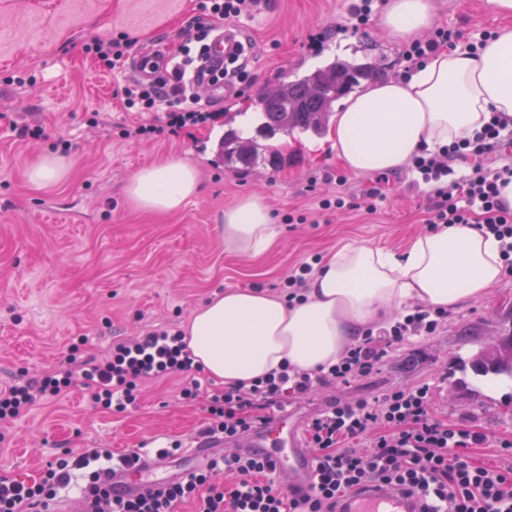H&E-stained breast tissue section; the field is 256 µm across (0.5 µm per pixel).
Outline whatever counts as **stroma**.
<instances>
[{"mask_svg": "<svg viewBox=\"0 0 512 512\" xmlns=\"http://www.w3.org/2000/svg\"><path fill=\"white\" fill-rule=\"evenodd\" d=\"M198 0H0V115L28 114L44 128L23 138L0 118V390L51 374L71 354L101 359L120 341L154 327L182 329L216 293L231 288L275 292L289 271L312 256L328 257L349 244L403 251L427 233L425 189L411 188L410 169L388 174L375 214L322 210L320 200L341 191L356 195L376 184L372 172L351 173L321 137L279 139L288 164L278 170L232 172L215 148L224 115L249 111L253 98L284 78H296L334 59L383 60L389 79L403 70L401 44L379 20L366 32L344 27L349 0H261L240 24L250 39L255 81L238 91L205 125L180 138L122 139L130 122L161 126L160 112H128L114 95L130 74L108 70L83 46L125 33L138 48H176ZM434 22L479 41L499 20L488 0H432ZM28 85H12L13 77ZM100 113L102 121L90 126ZM70 142V168L58 184L40 188L27 170L39 156ZM168 160L195 167L199 191L174 214L135 208L125 187L139 169ZM344 176L327 184L325 173ZM260 193L280 236L262 256L225 251L220 220L242 196ZM305 215L286 224L283 214ZM512 334V275L483 300L448 314V326L405 349L390 352L381 371L350 387L327 388L291 402L311 417L332 396H375L386 389L430 382L436 406L449 420H470L497 436L512 437V386L492 391L491 378L462 372L460 362L495 338ZM195 400L178 397L180 378L142 386L137 401L116 413L92 404L75 387L37 400L0 429V476L38 481L48 464L82 448L145 457L172 443L189 448L208 423L209 398L222 387L206 372Z\"/></svg>", "mask_w": 512, "mask_h": 512, "instance_id": "35a3bbf8", "label": "stroma"}]
</instances>
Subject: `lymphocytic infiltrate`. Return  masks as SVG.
<instances>
[{"label":"lymphocytic infiltrate","instance_id":"1","mask_svg":"<svg viewBox=\"0 0 512 512\" xmlns=\"http://www.w3.org/2000/svg\"><path fill=\"white\" fill-rule=\"evenodd\" d=\"M258 0H201L202 14L193 19L171 58L170 66L149 83L124 86V105L131 112H162L163 126L126 125L121 135L138 140L148 134L176 135L207 120L199 104L197 65L203 62L215 21L238 25L252 17ZM460 32L440 26L403 51V77H410L432 55L476 43H461ZM512 138V120L491 114L471 135L430 150H419L410 169L429 185L428 225L474 224L500 243L503 262L512 270V206L501 189L512 182V162L491 166L488 155ZM448 321L444 309L414 307L386 327L367 328L329 367L308 374L282 367L254 382L225 387L209 401L210 422L204 433L223 436L229 448L208 467L163 488L133 498L113 495L101 478L106 462L129 466L142 461L139 451L112 456L104 448L58 459L34 483L0 476V512H40L66 490L74 474L85 512H175L184 501L195 512H340L342 500L368 484L381 482L416 496L419 512H512V437L498 438L466 420L441 415L430 383L392 388L372 397H335L306 429L314 460L307 489H279L270 459L246 457L233 444L261 411L282 407L288 396H310L321 389L350 385L376 374L389 352L412 339L437 335ZM193 363L181 332L150 330L117 343L110 358L100 362L68 360L58 376L31 380L0 396V425L9 423L27 405L63 389L90 390L94 403L125 411L142 384L163 375L184 377L182 399H193L200 385L192 379ZM227 482H217L218 474Z\"/></svg>","mask_w":512,"mask_h":512}]
</instances>
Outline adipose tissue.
<instances>
[{"label":"adipose tissue","mask_w":512,"mask_h":512,"mask_svg":"<svg viewBox=\"0 0 512 512\" xmlns=\"http://www.w3.org/2000/svg\"><path fill=\"white\" fill-rule=\"evenodd\" d=\"M432 23L430 0H389L381 17L395 42L417 38ZM494 111L512 119L511 27L476 53L438 52L409 80L348 97L331 120V149L350 172L395 171L422 147L471 134ZM198 188L195 169L172 160L140 169L126 193L137 208L175 213ZM223 226L225 249L247 258L263 255L279 235L258 194L225 209ZM503 274L499 242L470 224L418 236L400 255L349 244L311 278L305 301L290 305L266 292L230 289L192 316L184 341L194 364L227 385L284 364L313 373L336 364L360 330L408 302L450 311L487 298Z\"/></svg>","instance_id":"1"}]
</instances>
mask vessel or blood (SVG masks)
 I'll return each mask as SVG.
<instances>
[{
    "label": "vessel or blood",
    "instance_id": "1",
    "mask_svg": "<svg viewBox=\"0 0 512 512\" xmlns=\"http://www.w3.org/2000/svg\"><path fill=\"white\" fill-rule=\"evenodd\" d=\"M240 38V33H231L225 29L212 36L208 51L209 70L198 78L206 101L220 102L233 93V84L211 82L209 73L223 68L229 47ZM163 55L164 50L160 47L136 53L131 60L130 69L137 80H154V65L160 62ZM239 446L248 453L257 452L270 456L277 468L287 474L290 486L305 487L310 484L312 455L301 436L294 411L283 409L274 412L265 421L254 425ZM117 478L120 482L119 490L123 493L158 487L169 481L166 462L159 456L146 459L138 468L118 470ZM342 512H415V504L399 488L378 486L350 497L345 501Z\"/></svg>",
    "mask_w": 512,
    "mask_h": 512
}]
</instances>
